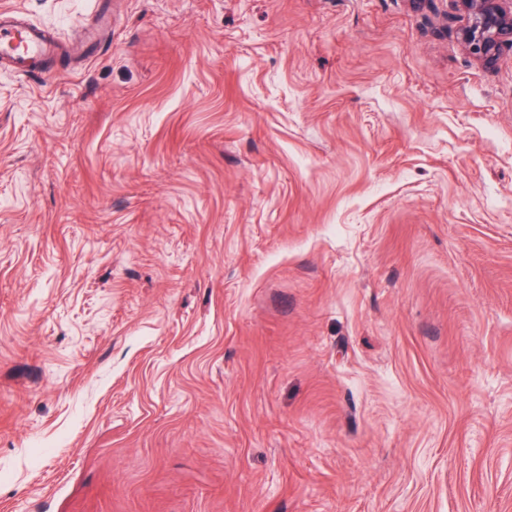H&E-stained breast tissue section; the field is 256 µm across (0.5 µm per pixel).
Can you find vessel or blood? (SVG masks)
<instances>
[{
    "instance_id": "b4317fda",
    "label": "vessel or blood",
    "mask_w": 512,
    "mask_h": 512,
    "mask_svg": "<svg viewBox=\"0 0 512 512\" xmlns=\"http://www.w3.org/2000/svg\"><path fill=\"white\" fill-rule=\"evenodd\" d=\"M111 26L107 0H99L89 21L68 45L51 30L32 23L25 12L0 8V68L18 75H48L50 63L68 56L83 64L92 60L103 47V36Z\"/></svg>"
}]
</instances>
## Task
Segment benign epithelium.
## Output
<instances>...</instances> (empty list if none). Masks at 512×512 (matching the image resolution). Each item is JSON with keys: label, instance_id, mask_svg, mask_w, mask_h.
<instances>
[{"label": "benign epithelium", "instance_id": "benign-epithelium-1", "mask_svg": "<svg viewBox=\"0 0 512 512\" xmlns=\"http://www.w3.org/2000/svg\"><path fill=\"white\" fill-rule=\"evenodd\" d=\"M457 39L482 68H493L504 47L512 48V0H456Z\"/></svg>", "mask_w": 512, "mask_h": 512}]
</instances>
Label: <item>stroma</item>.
Wrapping results in <instances>:
<instances>
[{"label":"stroma","instance_id":"stroma-1","mask_svg":"<svg viewBox=\"0 0 512 512\" xmlns=\"http://www.w3.org/2000/svg\"><path fill=\"white\" fill-rule=\"evenodd\" d=\"M458 24L112 0L0 70V512H512V50ZM100 1L90 15L89 22L77 34V42L70 47L51 30L32 23L25 12L0 8V68L15 71L20 76L50 71L49 64L56 57L74 58L77 64L92 60L103 48V35L111 26L109 4Z\"/></svg>","mask_w":512,"mask_h":512}]
</instances>
